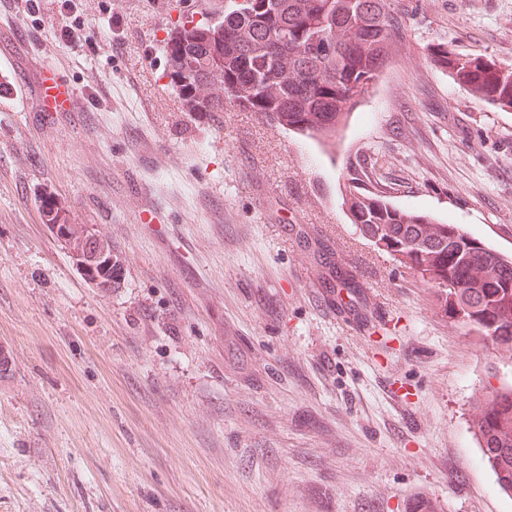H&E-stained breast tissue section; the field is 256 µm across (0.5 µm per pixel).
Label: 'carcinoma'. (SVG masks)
I'll list each match as a JSON object with an SVG mask.
<instances>
[{"mask_svg": "<svg viewBox=\"0 0 512 512\" xmlns=\"http://www.w3.org/2000/svg\"><path fill=\"white\" fill-rule=\"evenodd\" d=\"M407 0H224V19L182 26L166 70L192 112L238 108L330 139L385 67ZM432 61L487 103L512 107V66L434 49ZM360 234L439 288L444 310L491 343L512 346V256L456 224L349 193ZM482 459L512 495V381L492 389L478 422Z\"/></svg>", "mask_w": 512, "mask_h": 512, "instance_id": "cac0c4a2", "label": "carcinoma"}]
</instances>
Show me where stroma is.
<instances>
[{"label": "stroma", "mask_w": 512, "mask_h": 512, "mask_svg": "<svg viewBox=\"0 0 512 512\" xmlns=\"http://www.w3.org/2000/svg\"><path fill=\"white\" fill-rule=\"evenodd\" d=\"M419 3L328 148L188 110L163 45L224 0L0 4V512H512L475 436L512 347L342 204L376 194L512 255V108L428 57L512 65V0ZM49 197L111 240L117 287L76 269ZM42 85L45 97L51 98L56 106L63 104L71 97L70 87L59 82L51 69L43 72Z\"/></svg>", "instance_id": "35a3bbf8"}]
</instances>
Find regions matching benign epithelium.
Segmentation results:
<instances>
[{"label":"benign epithelium","instance_id":"1","mask_svg":"<svg viewBox=\"0 0 512 512\" xmlns=\"http://www.w3.org/2000/svg\"><path fill=\"white\" fill-rule=\"evenodd\" d=\"M47 228L62 244L85 280L99 288L112 287V281L100 278L103 272L119 271L121 263L112 251V241L103 236L94 224H71L61 203L47 210Z\"/></svg>","mask_w":512,"mask_h":512}]
</instances>
